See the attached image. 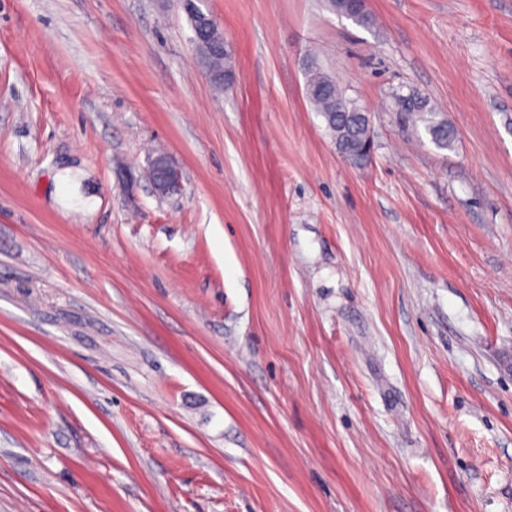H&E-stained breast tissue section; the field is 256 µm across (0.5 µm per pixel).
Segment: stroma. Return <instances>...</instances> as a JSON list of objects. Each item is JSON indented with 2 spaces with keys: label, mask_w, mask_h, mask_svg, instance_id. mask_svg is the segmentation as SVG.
Masks as SVG:
<instances>
[{
  "label": "stroma",
  "mask_w": 512,
  "mask_h": 512,
  "mask_svg": "<svg viewBox=\"0 0 512 512\" xmlns=\"http://www.w3.org/2000/svg\"><path fill=\"white\" fill-rule=\"evenodd\" d=\"M199 5L0 0V512H512V0ZM201 11L195 2L185 9L194 35L193 41L199 50L200 62L203 68L213 76L214 86L217 89H223L224 82L229 80L227 73L232 71L231 56L226 49L222 51L215 49L217 40L212 33L201 31ZM305 75L306 97L315 111L323 115L336 150L353 163L366 161L371 149V129L363 110L320 68L312 65ZM399 112H404L408 122L421 121L432 143L438 148L447 149L455 141V131L443 120H436V112L426 100L415 96L399 97ZM149 180L158 196L172 195L180 188V173L166 155H158L152 160Z\"/></svg>",
  "instance_id": "1"
}]
</instances>
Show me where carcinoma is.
Here are the masks:
<instances>
[{
	"label": "carcinoma",
	"instance_id": "cac0c4a2",
	"mask_svg": "<svg viewBox=\"0 0 512 512\" xmlns=\"http://www.w3.org/2000/svg\"><path fill=\"white\" fill-rule=\"evenodd\" d=\"M331 4L336 12L358 24L369 23L364 3H359L354 10L346 8L344 0H331ZM185 12L190 21L193 41L199 50L200 62L213 76L214 86L222 89L228 80V71L232 70L231 56L225 50L215 49L217 40L213 34L201 30V9L197 4H190ZM306 97L315 111L323 115L336 150L353 163L366 161L371 149L370 123L366 121L362 109L346 97L336 80L314 65L309 67L306 71ZM398 107L408 121L424 123L425 131L436 147L446 149L452 146L455 131L447 122L436 119V112L426 100L413 95L401 97Z\"/></svg>",
	"mask_w": 512,
	"mask_h": 512
}]
</instances>
